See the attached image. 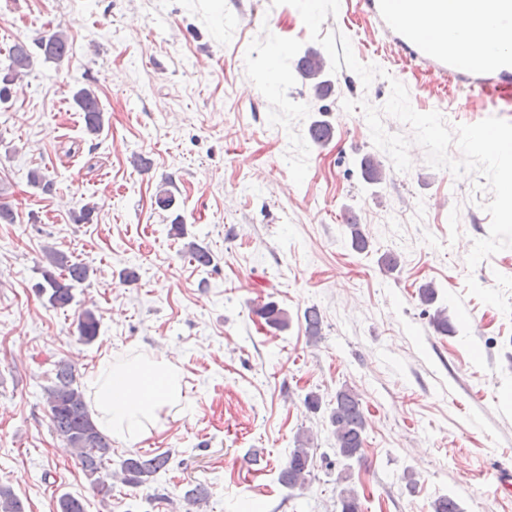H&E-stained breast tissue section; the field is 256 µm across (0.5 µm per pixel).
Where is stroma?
Returning a JSON list of instances; mask_svg holds the SVG:
<instances>
[{
    "label": "stroma",
    "instance_id": "1",
    "mask_svg": "<svg viewBox=\"0 0 512 512\" xmlns=\"http://www.w3.org/2000/svg\"><path fill=\"white\" fill-rule=\"evenodd\" d=\"M362 7L349 0L321 30L347 35L357 60L385 74L366 86L340 69L319 99L292 62L322 46L290 5L224 0L217 18L205 0H0V73L15 41L59 30L70 41L62 61L36 56L0 103V206L14 213L0 222V484L25 512H56L66 493L86 512H339L344 471L362 512H431L441 495L463 512H512V491L496 483L512 470V319L466 291L470 275L487 288L496 274L512 277V248L466 262L489 233L492 195L475 176L430 167L412 141L410 169L397 170L363 112L342 106L382 107L396 79L417 112L454 127L512 121V91L472 90L402 56ZM275 43L287 61L268 89L263 59ZM81 87L100 100L99 134L72 101ZM322 115L335 133L318 147L308 127ZM368 154L385 181L362 178ZM137 155L149 171L134 167ZM34 168L51 192L29 183ZM162 188L172 209L156 203ZM86 205L91 222L76 223ZM351 219L369 253L352 251ZM192 242L211 252L210 266L190 260ZM48 246L90 268L64 311L33 288ZM390 252L399 267L386 274L378 260ZM427 282L451 334L434 330L419 300ZM268 301L287 311L288 329L257 315ZM313 305L323 317L315 342L303 320ZM86 308L100 321L88 344L76 330ZM153 353L180 369L184 413L142 440H113L112 465L164 453L168 468L136 488L113 483L107 496L53 433L43 388L60 359L87 387L100 361ZM343 387L366 408L358 461L333 447L326 402ZM312 392L325 402L315 413L304 406ZM304 431L314 438L311 481L290 489L278 475ZM199 484L207 500L188 504Z\"/></svg>",
    "mask_w": 512,
    "mask_h": 512
}]
</instances>
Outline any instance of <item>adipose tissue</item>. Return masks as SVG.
<instances>
[{
	"mask_svg": "<svg viewBox=\"0 0 512 512\" xmlns=\"http://www.w3.org/2000/svg\"><path fill=\"white\" fill-rule=\"evenodd\" d=\"M414 25L429 39H455L458 48L488 65L505 47V23L493 0H412ZM98 424L113 435L141 439L162 430L163 412L178 410L182 376L167 359L146 357L124 366L102 361L93 381Z\"/></svg>",
	"mask_w": 512,
	"mask_h": 512,
	"instance_id": "1",
	"label": "adipose tissue"
}]
</instances>
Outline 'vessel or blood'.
<instances>
[{
    "mask_svg": "<svg viewBox=\"0 0 512 512\" xmlns=\"http://www.w3.org/2000/svg\"><path fill=\"white\" fill-rule=\"evenodd\" d=\"M367 7L378 24L398 32V44L410 57L433 60L438 70L448 78L466 83L471 88L479 86L476 74L480 67L472 58L461 57L447 44L424 43L403 18L392 13L388 0H369Z\"/></svg>",
    "mask_w": 512,
    "mask_h": 512,
    "instance_id": "vessel-or-blood-1",
    "label": "vessel or blood"
}]
</instances>
